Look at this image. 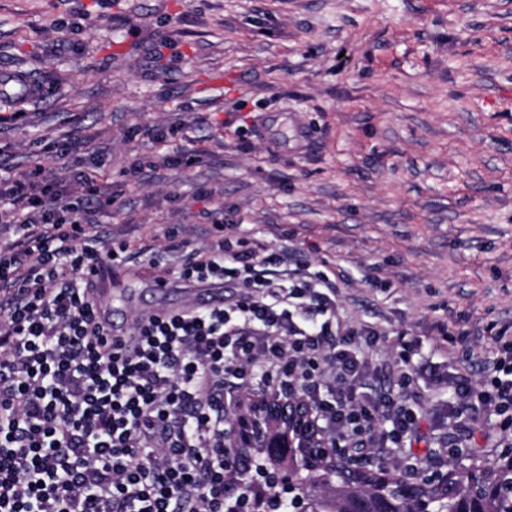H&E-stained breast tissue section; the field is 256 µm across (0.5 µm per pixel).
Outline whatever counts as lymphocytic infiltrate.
I'll return each instance as SVG.
<instances>
[{
  "instance_id": "f902f5d3",
  "label": "lymphocytic infiltrate",
  "mask_w": 512,
  "mask_h": 512,
  "mask_svg": "<svg viewBox=\"0 0 512 512\" xmlns=\"http://www.w3.org/2000/svg\"><path fill=\"white\" fill-rule=\"evenodd\" d=\"M115 199L88 171L45 163L0 176V512H228L224 389H300L329 439L366 465L419 440L416 337L393 344V389L367 348L385 333L340 315L336 275L294 249L213 220L188 252H150L156 282L222 286L223 305L135 316L134 349L109 337L97 285L135 256L90 216ZM485 381L456 382L458 431L486 412L512 436V342Z\"/></svg>"
}]
</instances>
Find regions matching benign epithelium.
<instances>
[{
  "instance_id": "1",
  "label": "benign epithelium",
  "mask_w": 512,
  "mask_h": 512,
  "mask_svg": "<svg viewBox=\"0 0 512 512\" xmlns=\"http://www.w3.org/2000/svg\"><path fill=\"white\" fill-rule=\"evenodd\" d=\"M280 452L283 459L268 485L277 493L296 487V463L301 452L317 464L337 456L318 425L316 406L300 399L298 392L284 390L234 394L224 401V458L234 467L242 466V449ZM447 472L436 469L421 478L403 477L399 491L412 496L423 482L438 484Z\"/></svg>"
}]
</instances>
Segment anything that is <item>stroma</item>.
<instances>
[{"label": "stroma", "instance_id": "obj_1", "mask_svg": "<svg viewBox=\"0 0 512 512\" xmlns=\"http://www.w3.org/2000/svg\"><path fill=\"white\" fill-rule=\"evenodd\" d=\"M70 10L80 33L57 25ZM4 71L44 97L25 102V126L0 124V175L70 133L117 195L98 224L127 226L136 247L218 209L269 241L316 244L350 323L423 342L412 454L499 460L493 417L469 448L448 444L455 377L482 380L486 325L512 324V0H0ZM136 126L169 130L166 145ZM189 147L192 165L168 166ZM136 161L142 177L125 176ZM103 288L122 326L185 300L156 294L144 262ZM438 319L469 331V360L435 349Z\"/></svg>", "mask_w": 512, "mask_h": 512}]
</instances>
